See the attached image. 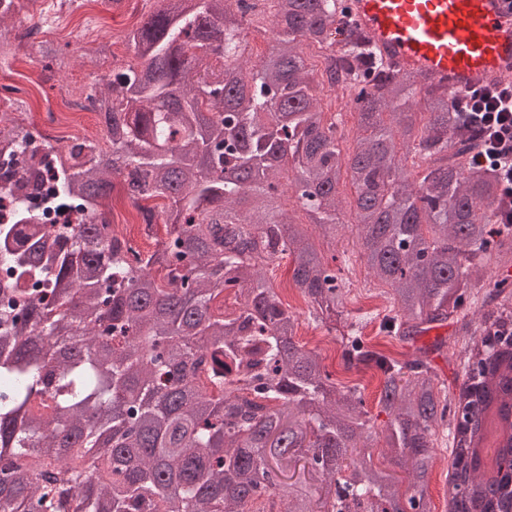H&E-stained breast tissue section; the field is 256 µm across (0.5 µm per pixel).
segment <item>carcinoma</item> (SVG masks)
Here are the masks:
<instances>
[{
	"label": "carcinoma",
	"mask_w": 512,
	"mask_h": 512,
	"mask_svg": "<svg viewBox=\"0 0 512 512\" xmlns=\"http://www.w3.org/2000/svg\"><path fill=\"white\" fill-rule=\"evenodd\" d=\"M127 34L139 60L90 90L111 151L95 139L47 145L0 117V512H434L435 437L460 406L419 348L397 359L356 325L347 369L380 378L388 455L374 462L364 400L336 389L321 357L295 344L296 317L264 268L291 258L314 320H336L342 280L307 224L284 208L280 178L326 238L351 188L359 257L388 287L381 328L410 340L461 317L480 344L456 355L462 387L491 332L467 313L512 300V224H494L499 182L469 161L448 91L413 73L372 85L314 76L303 45L333 51L337 0H267L274 33L250 64L256 4L165 0ZM43 68L67 67L47 44ZM357 114L353 152L332 105ZM120 183L113 182L114 175ZM119 190L166 239L140 252L110 235L102 201ZM84 216L44 224L26 197ZM467 512H494L476 489Z\"/></svg>",
	"instance_id": "obj_1"
}]
</instances>
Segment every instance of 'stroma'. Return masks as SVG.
I'll return each mask as SVG.
<instances>
[{"label": "stroma", "instance_id": "1", "mask_svg": "<svg viewBox=\"0 0 512 512\" xmlns=\"http://www.w3.org/2000/svg\"><path fill=\"white\" fill-rule=\"evenodd\" d=\"M155 7L154 0H75L73 5L54 8L55 21L47 28L45 38L59 46L70 45L72 53L68 66L53 74L44 71L38 50L26 41L23 23H15L9 35L15 38L19 52L8 65L0 67V113L19 119L31 127L35 136L44 137L56 146L97 133L101 126L99 117L72 112L68 98L80 94L100 78L111 77L113 71L135 63L134 49L126 34ZM102 43L110 44L111 53L99 64L80 57L79 48ZM50 105L55 108L51 115L46 112ZM105 208L113 223L126 225L130 243L136 249L144 252L153 250L157 241L166 236L165 227L161 224L155 225L152 233H145L142 226L135 223L136 211L123 195L117 194L106 200ZM340 220L344 230L336 240L320 238L316 241L325 258L345 253L351 256L350 262L341 268L346 290L342 315L335 324L317 322L310 317L306 301L292 286L288 258L270 264L267 277L283 305L300 322L297 341L320 349L332 381L340 387L361 384L369 425L372 432L378 434L388 422L386 413L381 412L378 406V381L369 374L360 377L347 372L341 359V336L347 332L349 324L359 325L369 345L400 359L408 357L416 349L431 348L438 339L453 338L458 325L455 320H448L411 341H402L383 332L380 322L392 310L393 303L370 276L364 262L355 257L357 247L356 236L351 229V210H344Z\"/></svg>", "mask_w": 512, "mask_h": 512}]
</instances>
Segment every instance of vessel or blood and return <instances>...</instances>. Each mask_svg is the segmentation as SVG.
I'll list each match as a JSON object with an SVG mask.
<instances>
[{
  "label": "vessel or blood",
  "mask_w": 512,
  "mask_h": 512,
  "mask_svg": "<svg viewBox=\"0 0 512 512\" xmlns=\"http://www.w3.org/2000/svg\"><path fill=\"white\" fill-rule=\"evenodd\" d=\"M396 70L460 91L512 76V0H348Z\"/></svg>",
  "instance_id": "1"
}]
</instances>
